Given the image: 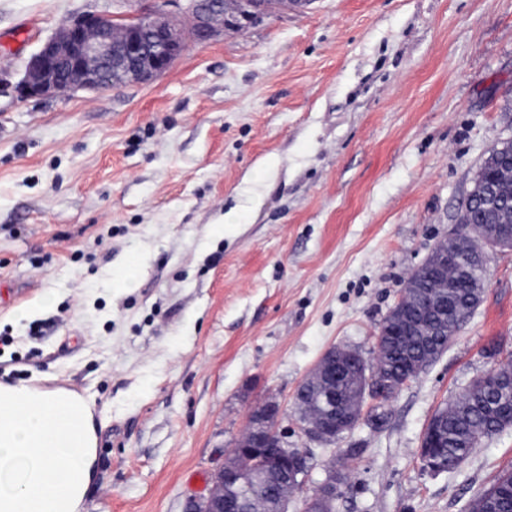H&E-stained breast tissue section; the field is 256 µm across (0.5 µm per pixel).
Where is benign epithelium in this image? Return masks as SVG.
Segmentation results:
<instances>
[{
  "instance_id": "7a95c632",
  "label": "benign epithelium",
  "mask_w": 512,
  "mask_h": 512,
  "mask_svg": "<svg viewBox=\"0 0 512 512\" xmlns=\"http://www.w3.org/2000/svg\"><path fill=\"white\" fill-rule=\"evenodd\" d=\"M181 10L188 16V30L177 28L158 6L119 23L107 13H88L49 38L25 65L17 84L20 97L39 98L57 92L62 80L74 90L100 91L114 87L113 77L122 84L147 83L166 72L187 46V39L209 40L222 26L243 27L261 21L267 9L256 7L250 0H180ZM501 184L474 181L465 199L457 233L452 241L468 243L466 254L455 256L435 247L418 273L442 281L448 287L445 270L455 262L466 273L470 264L486 270L488 252L512 251V233H503L504 225L496 223L500 213L497 200ZM483 201L489 209V223L471 228L464 215L470 206ZM422 280L417 278L405 286L401 299L390 310L375 336V351L380 355L391 345L400 344L408 336H441L448 321V302L426 299L418 293ZM426 366V362H410L388 379L372 369L362 354L353 348L332 347L319 359L315 369L302 383L314 385L323 392L327 415L320 419L299 417L300 429L314 440L340 439L351 431L363 414L367 399L383 389L399 392ZM348 383L349 389L336 394V385ZM281 407L275 402L255 408L244 436L227 451L224 462L211 477L207 493L186 501L183 512H255L251 508L246 476H261L277 490L278 512H288L296 492L301 490L309 472L306 453L284 445L277 425ZM347 476L331 470L314 493L305 499L304 512H334Z\"/></svg>"
}]
</instances>
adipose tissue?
<instances>
[{"label":"adipose tissue","mask_w":512,"mask_h":512,"mask_svg":"<svg viewBox=\"0 0 512 512\" xmlns=\"http://www.w3.org/2000/svg\"><path fill=\"white\" fill-rule=\"evenodd\" d=\"M97 442L84 396L0 383V512H80Z\"/></svg>","instance_id":"ef3b65f1"}]
</instances>
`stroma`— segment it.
I'll return each instance as SVG.
<instances>
[{"label":"stroma","instance_id":"obj_1","mask_svg":"<svg viewBox=\"0 0 512 512\" xmlns=\"http://www.w3.org/2000/svg\"><path fill=\"white\" fill-rule=\"evenodd\" d=\"M156 2L0 0V382L99 407L81 512H183L270 400L311 455L306 491L347 473L336 512H469L512 469V428L451 473L419 448L512 360V251L490 253L448 349L335 444L302 434L292 396L331 346L374 361L407 278L512 139V0H278L150 82L18 95L73 20ZM131 259L135 284L114 287Z\"/></svg>","mask_w":512,"mask_h":512}]
</instances>
